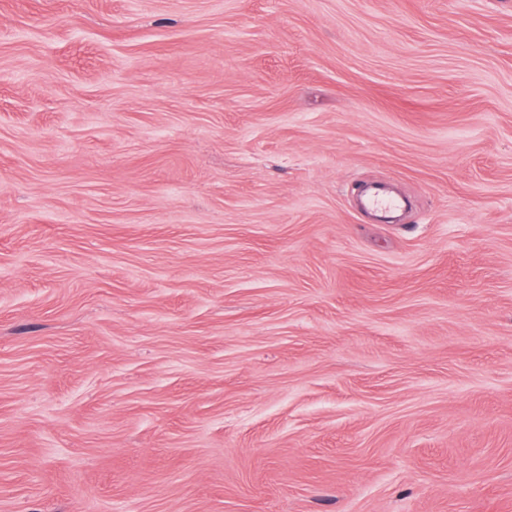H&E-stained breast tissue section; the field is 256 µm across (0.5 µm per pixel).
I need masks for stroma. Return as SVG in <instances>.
Returning <instances> with one entry per match:
<instances>
[{"mask_svg":"<svg viewBox=\"0 0 512 512\" xmlns=\"http://www.w3.org/2000/svg\"><path fill=\"white\" fill-rule=\"evenodd\" d=\"M0 512H512V0H0Z\"/></svg>","mask_w":512,"mask_h":512,"instance_id":"1","label":"stroma"}]
</instances>
